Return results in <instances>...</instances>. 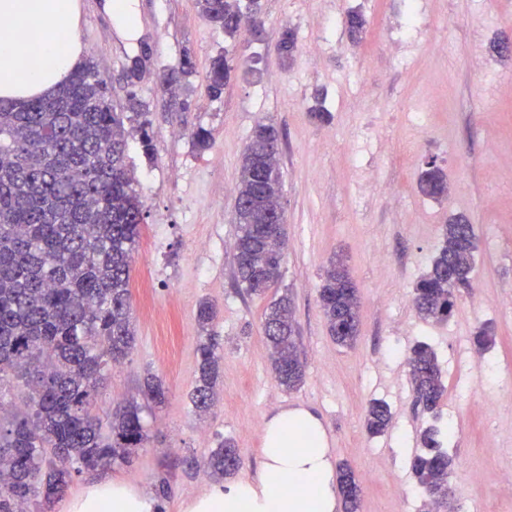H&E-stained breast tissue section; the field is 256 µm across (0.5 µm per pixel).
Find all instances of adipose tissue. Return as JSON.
Segmentation results:
<instances>
[{
	"label": "adipose tissue",
	"instance_id": "ef3b65f1",
	"mask_svg": "<svg viewBox=\"0 0 512 512\" xmlns=\"http://www.w3.org/2000/svg\"><path fill=\"white\" fill-rule=\"evenodd\" d=\"M78 0H0V99L52 94L83 62ZM256 477L208 484L184 512H336V467L319 417L283 408L263 429ZM63 512H157L139 487L104 475Z\"/></svg>",
	"mask_w": 512,
	"mask_h": 512
}]
</instances>
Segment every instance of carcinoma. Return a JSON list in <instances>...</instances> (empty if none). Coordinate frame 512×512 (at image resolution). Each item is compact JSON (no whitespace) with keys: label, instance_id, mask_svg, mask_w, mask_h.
Wrapping results in <instances>:
<instances>
[{"label":"carcinoma","instance_id":"1","mask_svg":"<svg viewBox=\"0 0 512 512\" xmlns=\"http://www.w3.org/2000/svg\"><path fill=\"white\" fill-rule=\"evenodd\" d=\"M258 0H197L203 19L232 37L249 23L261 24ZM234 70L229 53L212 59L206 89L218 97ZM95 66L81 65L53 94L13 102L0 99V389L23 379V405L5 412L0 392V512H26L38 498L49 504L72 478L115 463L128 464L147 439L141 406L112 411L109 433L92 413L106 372L134 348L130 280L133 254L144 224L142 203L128 168L126 122L139 118L143 151L151 150L150 120L136 96L118 109ZM280 132L259 123L241 158L236 185L234 259L238 283L249 294L266 292L281 276L286 224L274 223L282 204L283 180L272 154ZM420 192L439 199L448 182L436 165L422 172ZM444 244L430 270L414 287L413 307L423 320L446 321L455 290L471 286L477 236L474 225L455 216L444 225ZM320 306L331 336L341 346L358 337V289L346 266L334 261L320 289ZM213 306L200 303L197 322L204 336L197 348L198 377L192 403L207 411L219 376V342L208 330ZM272 348V371L290 391L300 386L305 366L298 355L288 295L273 301L264 317ZM407 363L416 401L432 412L445 386L435 352L416 343ZM147 403L165 402L160 379L150 377ZM391 412L369 403L365 427L383 434ZM423 452L412 472L419 491L433 503L448 498L453 458L435 425L420 435ZM51 449L53 458L45 457ZM213 478L240 467L230 441L211 450L206 462ZM345 503L355 512L359 485L347 467L339 470Z\"/></svg>","mask_w":512,"mask_h":512}]
</instances>
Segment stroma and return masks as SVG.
<instances>
[{
	"label": "stroma",
	"mask_w": 512,
	"mask_h": 512,
	"mask_svg": "<svg viewBox=\"0 0 512 512\" xmlns=\"http://www.w3.org/2000/svg\"><path fill=\"white\" fill-rule=\"evenodd\" d=\"M85 57L105 77L115 107L136 94L151 122L152 150L130 137L128 164L145 215L132 263L136 346L93 405L101 422L114 406L142 401L146 377L167 399L144 410L148 440L131 463L108 475L147 493L166 481L162 512L211 481L201 463L222 440L233 442L239 476L256 475L266 419L304 407L321 419L334 463L361 486L358 512H421L410 469L420 433L451 425L448 478L455 512H512V58L490 49L512 36V0H261L260 30L227 38L204 20L197 0H138L140 36L118 38L104 0H80ZM359 11L362 34L346 20ZM296 47L277 50L283 30ZM232 51L236 70L211 98V60ZM195 67L174 91L158 78ZM273 122L283 140L287 248L282 277L265 296L247 294L235 275L233 222L240 160L255 125ZM211 131L199 150L197 129ZM444 171L448 194L418 190L428 162ZM454 215L475 227L472 285L455 292L445 322L423 320L413 288L443 244ZM343 258L360 297L355 346L336 344L319 305L331 261ZM288 294L305 378L293 391L274 378L264 336L270 300ZM216 308L223 350L217 402L197 414L202 301ZM493 342L473 362L474 336ZM419 341L437 355L446 387L437 413L416 405L407 356ZM385 401L388 430L368 434L365 410Z\"/></svg>",
	"instance_id": "stroma-1"
}]
</instances>
